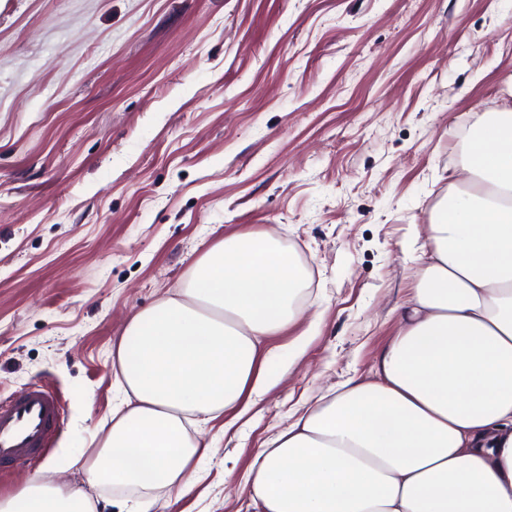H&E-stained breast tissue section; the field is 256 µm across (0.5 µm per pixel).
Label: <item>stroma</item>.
<instances>
[{"mask_svg":"<svg viewBox=\"0 0 512 512\" xmlns=\"http://www.w3.org/2000/svg\"><path fill=\"white\" fill-rule=\"evenodd\" d=\"M512 103V0H0V396L65 412L31 466L121 401L112 349L224 236L267 230L305 270L317 323L269 337L277 383L201 425L205 477L155 512H238L242 477L303 408L369 376L415 279L474 115Z\"/></svg>","mask_w":512,"mask_h":512,"instance_id":"35a3bbf8","label":"stroma"}]
</instances>
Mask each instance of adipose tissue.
Returning <instances> with one entry per match:
<instances>
[{
    "instance_id": "obj_1",
    "label": "adipose tissue",
    "mask_w": 512,
    "mask_h": 512,
    "mask_svg": "<svg viewBox=\"0 0 512 512\" xmlns=\"http://www.w3.org/2000/svg\"><path fill=\"white\" fill-rule=\"evenodd\" d=\"M460 166L371 377L258 449L248 512H512V107L474 118ZM304 281L266 232L207 249L119 336L124 403L65 459L83 483L29 481L0 512H99L88 490L100 484L136 489V512H153L157 491L190 494L212 448L191 426L243 416L266 392L265 341L300 321Z\"/></svg>"
}]
</instances>
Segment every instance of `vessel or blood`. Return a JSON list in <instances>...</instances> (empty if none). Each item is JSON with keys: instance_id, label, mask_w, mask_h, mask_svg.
Returning <instances> with one entry per match:
<instances>
[{"instance_id": "obj_1", "label": "vessel or blood", "mask_w": 512, "mask_h": 512, "mask_svg": "<svg viewBox=\"0 0 512 512\" xmlns=\"http://www.w3.org/2000/svg\"><path fill=\"white\" fill-rule=\"evenodd\" d=\"M60 397L34 383L0 399V466L33 462L50 444L62 418Z\"/></svg>"}]
</instances>
